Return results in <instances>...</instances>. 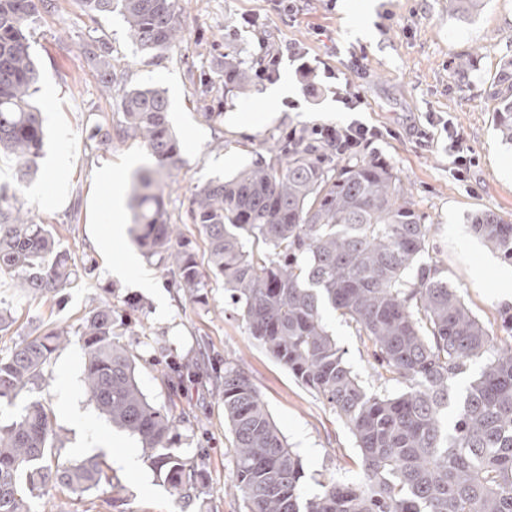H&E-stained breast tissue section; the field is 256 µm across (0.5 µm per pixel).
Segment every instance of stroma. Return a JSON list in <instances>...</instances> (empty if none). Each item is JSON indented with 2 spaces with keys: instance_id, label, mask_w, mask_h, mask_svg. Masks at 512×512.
<instances>
[{
  "instance_id": "35a3bbf8",
  "label": "stroma",
  "mask_w": 512,
  "mask_h": 512,
  "mask_svg": "<svg viewBox=\"0 0 512 512\" xmlns=\"http://www.w3.org/2000/svg\"><path fill=\"white\" fill-rule=\"evenodd\" d=\"M183 38L164 58L145 61L129 40L118 14L90 19L79 0H38L28 38L40 71L34 104L44 127L43 156L36 175L19 182L11 157L0 155V190L17 206L55 225L62 248L82 268L56 295L34 298L0 281V307L14 323L0 333V353L23 338L44 334L53 324L79 325L101 301L119 306L130 327L123 341L139 356L137 378L148 399L172 407L177 417L173 446L199 463L205 485L188 498L171 495L149 462L140 474L128 473L116 454H141L139 440L113 427L88 400L83 386L84 353L78 341L60 346L45 365L43 378L13 400H0V424L11 423L31 401H45L53 413V443L62 458L74 459L83 439L103 454L123 484L121 499L97 490L77 499L52 490L44 495L50 512H245L233 494L234 460L224 406L196 379H187L179 396H170L156 366L160 357L194 359L201 371L224 372L225 363L243 369L260 391L289 447L299 457L307 495L320 493L324 478L355 481L360 453L355 440L317 395L303 387L249 336L245 323L224 297L221 280L209 278L205 303L193 304L173 288L157 259L141 257L125 278L111 275L112 264L137 253L131 223L129 184L135 167L148 163L134 139L91 140L94 120L109 127L119 121L129 89L153 86L169 101L168 119L180 140L181 162L165 190L171 223L193 243L206 263L202 235L192 223L190 199L208 180L226 177L265 153L271 136L295 128L343 124L357 119L389 128L393 137L375 140L363 156L386 158L411 189L416 209L432 226L429 253L472 313L502 336L512 301L499 292L512 280V264L487 249L470 229V217L491 210L512 220V147L495 130L493 88L505 61L512 59V0H483L473 16L448 11V0H299L296 13L280 0H177ZM363 25L356 36L352 24ZM106 39L118 81L102 92L85 46ZM297 43L325 58L335 74L360 85L364 102L346 112L336 100V81L310 76L299 61L282 57L272 79L256 80L247 94L225 99L215 71L225 47L250 61ZM288 82L294 98L272 105L264 93L270 83ZM222 113L221 122L208 120ZM437 126H430V119ZM464 135L472 158L465 177L454 173L442 122ZM110 240L102 249V240ZM148 275L153 287L137 282ZM135 302L127 310L125 302ZM346 361L362 379L372 370L354 328L339 313H323Z\"/></svg>"
}]
</instances>
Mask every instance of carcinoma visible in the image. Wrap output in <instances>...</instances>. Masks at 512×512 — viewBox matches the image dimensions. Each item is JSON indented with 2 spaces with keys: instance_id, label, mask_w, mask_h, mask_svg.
Listing matches in <instances>:
<instances>
[{
  "instance_id": "1",
  "label": "carcinoma",
  "mask_w": 512,
  "mask_h": 512,
  "mask_svg": "<svg viewBox=\"0 0 512 512\" xmlns=\"http://www.w3.org/2000/svg\"><path fill=\"white\" fill-rule=\"evenodd\" d=\"M91 15L118 12L128 38L153 59L183 38L176 0H81ZM482 0H448V9L477 13ZM35 0H0V151L20 180L34 174L44 143L33 105L40 80L26 29ZM85 53L103 90L116 74L103 39ZM224 98L247 93L257 66L225 49ZM493 96L496 131L512 145V59ZM154 87L122 101V133L139 141L157 166L131 183L130 233L158 258L183 297L205 301L209 275L221 278L247 330L303 386L320 396L350 430L361 454L358 480L330 476L320 494L302 490V467L271 420L258 389L226 363L216 383L235 459L236 491L246 512H512V341L498 342L442 278L429 255L432 225L417 212L394 168L379 157L349 156L300 128L272 138L266 154L227 179L196 187L192 223L203 235L207 267L191 241L170 223L164 176L180 161V144ZM472 232L512 264V221L494 211L471 217ZM77 264L54 225L36 221L0 192V276L34 297L68 287ZM330 307L355 328L375 369L401 380L389 395L365 384L327 331ZM118 308L103 302L77 330L58 323L0 357V399L15 398L43 374L49 356L70 336L85 355L84 387L96 409L137 437L153 470L181 497L202 483L201 469L171 447L173 410L150 402L136 377L137 355ZM480 363L457 399L452 383ZM196 375L190 360L165 364L172 393ZM456 404L452 426L444 411ZM52 412L30 402L19 419L0 425V512H32L48 487L80 499L102 486L123 491L103 455L63 460L50 442Z\"/></svg>"
}]
</instances>
